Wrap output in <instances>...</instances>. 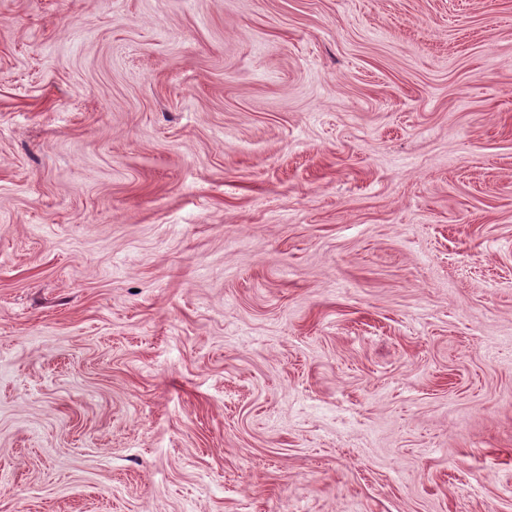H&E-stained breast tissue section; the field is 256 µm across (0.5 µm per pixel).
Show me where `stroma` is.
<instances>
[{"label":"stroma","mask_w":512,"mask_h":512,"mask_svg":"<svg viewBox=\"0 0 512 512\" xmlns=\"http://www.w3.org/2000/svg\"><path fill=\"white\" fill-rule=\"evenodd\" d=\"M0 512H512V0H0Z\"/></svg>","instance_id":"obj_1"}]
</instances>
